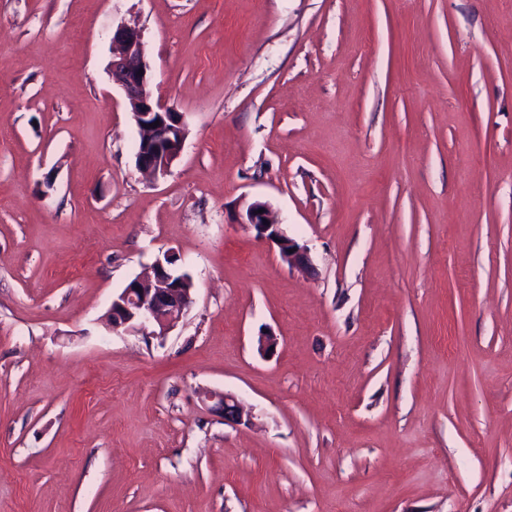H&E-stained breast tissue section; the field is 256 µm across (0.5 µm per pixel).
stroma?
Returning a JSON list of instances; mask_svg holds the SVG:
<instances>
[{
  "mask_svg": "<svg viewBox=\"0 0 512 512\" xmlns=\"http://www.w3.org/2000/svg\"><path fill=\"white\" fill-rule=\"evenodd\" d=\"M169 250L182 321L108 329ZM0 512H512V0H0ZM112 44L117 49L110 65L112 81L122 90L139 133L136 167L141 172L165 175L182 150L186 130L184 117L154 97L151 69L140 29L135 25H120L112 33ZM156 121L160 125L148 127ZM258 210H262V213H258ZM239 223L250 226L258 240L275 244L288 266L300 270L311 268L307 248L285 234L266 202L257 200L249 204L245 213L239 217ZM290 249H293V253H289ZM203 395L206 400L212 401L213 411L223 416L224 421L234 422L236 424H248L251 415L245 412L244 406L232 394L216 391H205Z\"/></svg>",
  "mask_w": 512,
  "mask_h": 512,
  "instance_id": "obj_1",
  "label": "stroma"
}]
</instances>
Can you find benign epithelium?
<instances>
[{
	"label": "benign epithelium",
	"mask_w": 512,
	"mask_h": 512,
	"mask_svg": "<svg viewBox=\"0 0 512 512\" xmlns=\"http://www.w3.org/2000/svg\"><path fill=\"white\" fill-rule=\"evenodd\" d=\"M112 44L117 49L110 65L112 82L122 90L139 133L136 167L141 172L165 175L182 150L184 117L154 97L140 29L135 25L119 26L112 33ZM157 121L160 125L151 127ZM239 223L250 226L258 240L275 244L288 266L300 270L311 268L307 248L285 234L267 203L257 200L249 204ZM178 261L175 252L167 251L153 263L152 276L129 282L112 299L105 315L106 326L114 332L145 331L154 326L156 330L152 334L167 335L193 303V289L181 287L170 267V263ZM203 395L213 402L212 410L224 420L236 424L250 422L251 415L235 396L216 391H205Z\"/></svg>",
	"instance_id": "obj_1"
}]
</instances>
